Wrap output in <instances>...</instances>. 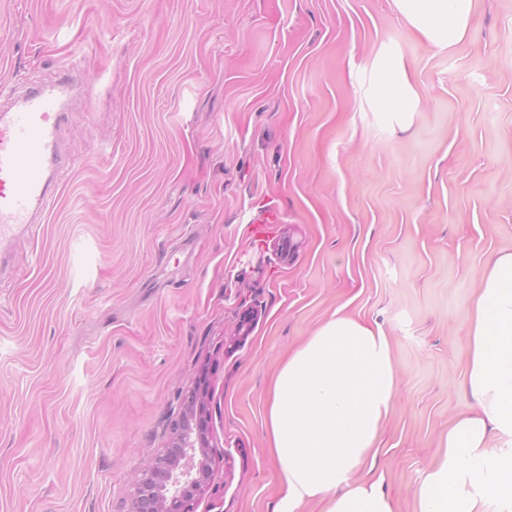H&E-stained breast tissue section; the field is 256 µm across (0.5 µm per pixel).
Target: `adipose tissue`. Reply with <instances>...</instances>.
I'll use <instances>...</instances> for the list:
<instances>
[{
    "label": "adipose tissue",
    "instance_id": "ef3b65f1",
    "mask_svg": "<svg viewBox=\"0 0 512 512\" xmlns=\"http://www.w3.org/2000/svg\"><path fill=\"white\" fill-rule=\"evenodd\" d=\"M421 39L454 49L467 38L474 0H393ZM373 96L383 118L409 121L417 98L395 50L379 58ZM468 387L475 410L448 428L446 452L416 490V512H512V252L488 266L472 312ZM389 339L365 321L333 316L295 348L273 383L271 448L279 512H394L372 469L380 427L398 390Z\"/></svg>",
    "mask_w": 512,
    "mask_h": 512
}]
</instances>
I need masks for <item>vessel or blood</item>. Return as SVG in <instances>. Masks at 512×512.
Instances as JSON below:
<instances>
[{
  "label": "vessel or blood",
  "mask_w": 512,
  "mask_h": 512,
  "mask_svg": "<svg viewBox=\"0 0 512 512\" xmlns=\"http://www.w3.org/2000/svg\"><path fill=\"white\" fill-rule=\"evenodd\" d=\"M65 118L56 97L41 90L0 113V248L34 226L54 197L57 171L75 164L56 150Z\"/></svg>",
  "instance_id": "vessel-or-blood-1"
}]
</instances>
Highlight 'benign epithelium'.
Returning a JSON list of instances; mask_svg holds the SVG:
<instances>
[{
  "label": "benign epithelium",
  "instance_id": "obj_1",
  "mask_svg": "<svg viewBox=\"0 0 512 512\" xmlns=\"http://www.w3.org/2000/svg\"><path fill=\"white\" fill-rule=\"evenodd\" d=\"M205 387L200 377L186 394L164 450L141 473L128 512H194L212 477Z\"/></svg>",
  "mask_w": 512,
  "mask_h": 512
}]
</instances>
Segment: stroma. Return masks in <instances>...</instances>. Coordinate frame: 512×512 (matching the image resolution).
<instances>
[{
  "label": "stroma",
  "mask_w": 512,
  "mask_h": 512,
  "mask_svg": "<svg viewBox=\"0 0 512 512\" xmlns=\"http://www.w3.org/2000/svg\"><path fill=\"white\" fill-rule=\"evenodd\" d=\"M389 48L405 126L372 98ZM66 73L77 164L0 273V512H126L202 375L195 512H278L270 389L336 312L389 338L371 475L415 512L473 406V298L512 252V0H476L452 51L393 0H0V81ZM373 96L385 120L408 122L415 110L416 93L405 65L394 49L385 51L376 64Z\"/></svg>",
  "instance_id": "stroma-1"
}]
</instances>
